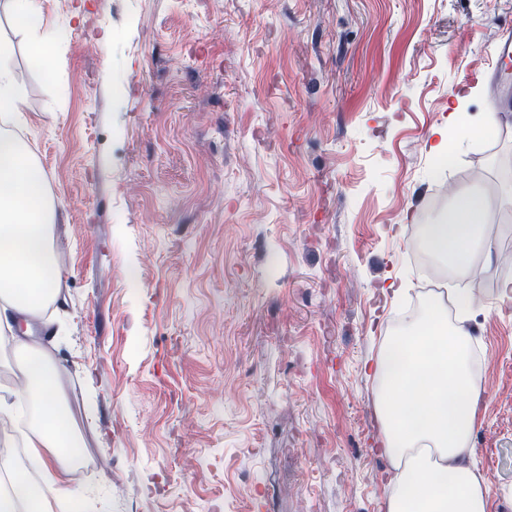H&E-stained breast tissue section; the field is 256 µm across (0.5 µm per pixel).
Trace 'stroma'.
<instances>
[{
    "mask_svg": "<svg viewBox=\"0 0 512 512\" xmlns=\"http://www.w3.org/2000/svg\"><path fill=\"white\" fill-rule=\"evenodd\" d=\"M52 72L0 10L13 130L62 211L52 324L91 476L81 512H381L375 383L420 225L456 193L512 204V0H38ZM84 24L72 22L76 8ZM486 133L433 157L464 88ZM461 285L481 351L473 467L512 512V222ZM396 279L401 292L383 299ZM14 44L0 37V120L13 124L24 109L23 93L15 79L13 69Z\"/></svg>",
    "mask_w": 512,
    "mask_h": 512,
    "instance_id": "1",
    "label": "stroma"
}]
</instances>
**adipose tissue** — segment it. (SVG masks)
<instances>
[{"label":"adipose tissue","mask_w":512,"mask_h":512,"mask_svg":"<svg viewBox=\"0 0 512 512\" xmlns=\"http://www.w3.org/2000/svg\"><path fill=\"white\" fill-rule=\"evenodd\" d=\"M16 26L29 29V50L39 66L55 61L50 32L32 24L35 0H0ZM15 48L0 37V122L14 123L24 109L15 79ZM475 89L461 91L442 125L426 140L429 151L448 154V134L466 121ZM57 210L49 199L43 169L21 140L0 133V326L11 317L28 320L59 294L61 270L51 240ZM486 193H458L447 218L421 225L418 242L456 277H467L478 249L490 246L485 228L492 223ZM450 301L435 294L414 318L383 341L368 371L376 382L375 407L381 417L380 453L394 463L383 512H488V489L474 472L472 435L480 393L471 368L472 338L448 320ZM17 371L27 389L36 391L26 437L28 456L44 477L13 479L15 499L27 512H52L54 503L78 496L72 485L65 447L73 436L67 411L59 400L60 370L45 349L27 348ZM15 499L0 498V512H16Z\"/></svg>","instance_id":"ef3b65f1"}]
</instances>
